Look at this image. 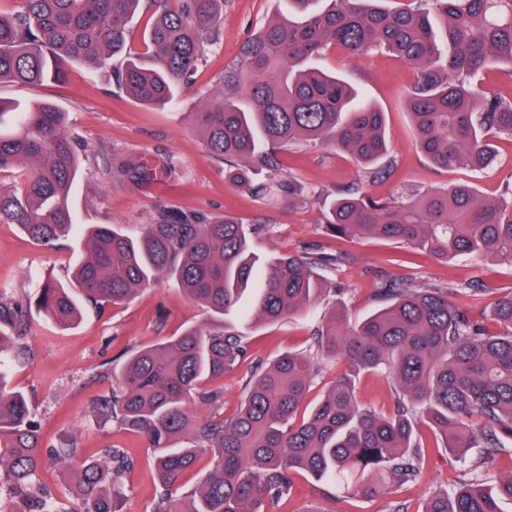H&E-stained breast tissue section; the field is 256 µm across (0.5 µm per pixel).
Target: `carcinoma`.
<instances>
[{
	"instance_id": "1",
	"label": "carcinoma",
	"mask_w": 512,
	"mask_h": 512,
	"mask_svg": "<svg viewBox=\"0 0 512 512\" xmlns=\"http://www.w3.org/2000/svg\"><path fill=\"white\" fill-rule=\"evenodd\" d=\"M0 11V83L61 81L73 62L115 74L120 90L140 104L163 108L193 86V76L223 40L224 0H15ZM288 12L269 20L243 43L238 62L224 70L194 123L208 152L224 161L237 188L263 196L273 190L288 205L313 195L297 179L279 175L278 151L330 148L347 153L370 180L394 165L385 112L357 101L343 79L313 64L329 48L354 57L370 47L405 61L415 73L405 103L421 152L439 167L480 168L492 156V131L512 137V101L470 83L488 66L512 65V0H429L432 9L386 8L373 0H285ZM151 12L139 53L130 46L128 19ZM123 57L120 67L112 60ZM16 116L0 132V175L16 178L0 189V224L20 226L53 247L79 232L83 255L71 283L48 281L34 300L0 284V472L9 493L39 512H70L46 494L39 471L48 450L40 440L25 395L11 385L6 361L30 322L31 306L53 325L79 322L80 304H118L160 277H177L186 297L216 315L240 301L262 264L263 285L248 316L273 323L305 312L336 289L316 270L349 261L346 253L305 248L265 260L250 239L269 224L230 216L161 209L138 236L119 224L76 223L71 185L81 169L77 138L66 113L42 102L23 112L0 100V118ZM175 167L166 156L106 169L110 180L149 185ZM267 179L256 183L257 169ZM338 240L399 241L437 260L459 256L512 264V190L481 200L468 184L431 187L406 197L375 199L357 183L332 200L322 225ZM381 307L351 325L331 308L306 352H288L256 365L244 382L232 417L197 419L191 397L218 411L223 391L202 382L239 367L247 351L241 332L224 323L199 325L182 335L132 352L113 374L116 387L94 412L145 438L154 457L159 493L152 512H260L265 497L288 500L292 476L305 472L346 498H381L396 485L420 479L425 462L416 435L424 421L448 454L473 461L476 478L433 492L421 512H501L512 502V470L497 458L512 456V291L497 298L493 319L508 328L491 334L471 321L451 289L412 277L381 280ZM336 374L309 412L299 414L318 360ZM374 371L392 382L397 400L388 412L359 406L356 380ZM207 449L214 464L195 488L178 493L182 474ZM70 469L83 512H118L128 453L102 449L99 460L77 465L74 444L53 451Z\"/></svg>"
}]
</instances>
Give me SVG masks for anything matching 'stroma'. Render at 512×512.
<instances>
[{
  "label": "stroma",
  "instance_id": "35a3bbf8",
  "mask_svg": "<svg viewBox=\"0 0 512 512\" xmlns=\"http://www.w3.org/2000/svg\"><path fill=\"white\" fill-rule=\"evenodd\" d=\"M282 8L281 0H226L222 45L209 53L206 64L197 71L194 94L166 108L139 104L119 90L108 73L82 62L71 64L61 82L0 84V98L23 105L46 101L66 112L70 131L86 147L69 197L79 223L120 224L135 235L157 210L169 208L274 225L273 235L261 233L252 240L254 250L263 257L307 244L320 245L328 253L352 254V261L340 267L320 268V276L332 283L336 296L320 301L306 313L275 323H255L244 316L251 304L247 297L228 312L226 322L245 332L250 341L247 366L270 362L289 350L308 349L314 330L331 305L342 306L349 322H359L378 307L375 288L383 274H411L448 285L455 289L454 300L470 320L488 324L494 297L512 291V264L471 257L438 262L395 242H345L323 233L320 224L329 198L337 189L365 181L346 154L301 147L280 152L281 175L292 176L318 193V201L310 205L291 206L274 196L257 197L225 182L224 164L206 151L194 126V114L214 91L225 68L235 61L246 37ZM321 64L358 87L365 99L387 116L394 172L385 179L366 181L373 197L468 183L481 197L496 198L512 183V138L507 136H493V158L482 170L441 169L428 161L416 146L405 106L413 74L398 59L383 51L353 58L329 51ZM159 155L172 156L176 171L150 186L119 185L105 174L113 161L137 163ZM82 250L83 242L75 236L48 248L16 225L0 224V283H13L29 294L48 279L68 283ZM475 277L488 285V292L461 290V283ZM211 319V313L189 301L171 276L159 278L124 304L85 306L81 320L72 329L56 328L38 313L30 315L31 328L19 341L27 355L12 362V384L25 393L47 447L73 442L91 458L100 457L102 448L110 444L128 452L133 465L123 479L121 512H151L156 486L151 456L141 438L114 422H101L93 412L94 404L112 390L106 369L111 364L120 365L133 351ZM417 436L427 451L422 476L416 483L395 487L381 498H354L343 505L322 494L312 478L299 474L293 478L290 500H266L265 512H300L306 506L317 507L320 512H388L394 502L405 503L410 512H417L429 492L452 487L465 480L467 473L466 462L451 457L427 425L418 426Z\"/></svg>",
  "mask_w": 512,
  "mask_h": 512
}]
</instances>
